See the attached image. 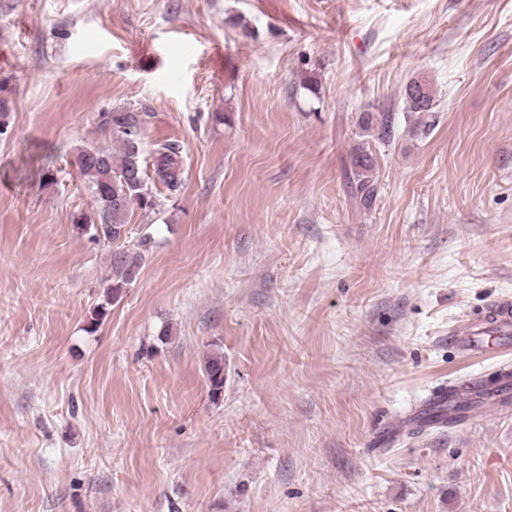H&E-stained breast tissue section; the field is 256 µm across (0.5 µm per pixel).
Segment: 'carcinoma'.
<instances>
[{"mask_svg":"<svg viewBox=\"0 0 512 512\" xmlns=\"http://www.w3.org/2000/svg\"><path fill=\"white\" fill-rule=\"evenodd\" d=\"M406 105L411 112H432L435 109L434 95L426 89L423 99L418 101L410 91H405ZM99 127L112 135V145L80 147L74 154V163L80 178L85 180L96 201V212L81 219L94 229L98 240L114 243L126 232L129 212L137 206L141 209H155L157 203L148 186V162L143 157L141 132L143 118L133 109H117L100 113ZM374 115L362 116L366 126L376 125L377 138L388 142L394 136V125L388 114L380 115L373 122ZM154 174L167 189L174 190L181 185V166L176 147L162 143L153 151ZM353 180L350 188L361 208L371 209L375 200V161L369 146L362 143L351 151ZM141 255L118 250L112 253V282L107 294L116 299L123 288L131 284L139 271ZM210 394L221 395L224 389V358L212 357L206 367ZM483 394H465L448 404V409H474L482 403Z\"/></svg>","mask_w":512,"mask_h":512,"instance_id":"cac0c4a2","label":"carcinoma"}]
</instances>
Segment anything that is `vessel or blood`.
<instances>
[{"instance_id": "vessel-or-blood-1", "label": "vessel or blood", "mask_w": 512, "mask_h": 512, "mask_svg": "<svg viewBox=\"0 0 512 512\" xmlns=\"http://www.w3.org/2000/svg\"><path fill=\"white\" fill-rule=\"evenodd\" d=\"M512 335V303L498 301L478 316L462 317L448 332L449 345L474 354L495 350L501 337Z\"/></svg>"}]
</instances>
